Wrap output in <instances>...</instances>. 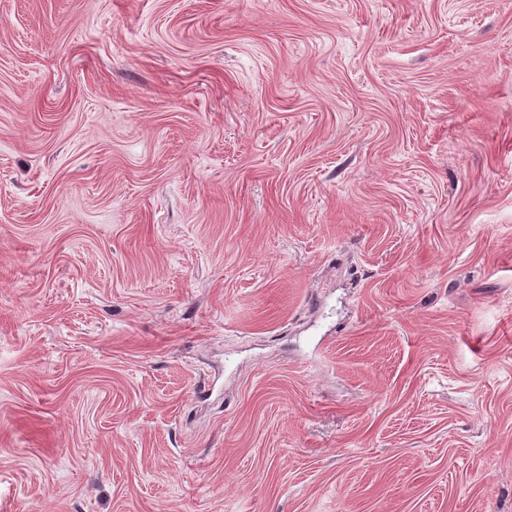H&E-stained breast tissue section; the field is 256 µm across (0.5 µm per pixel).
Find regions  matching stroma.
Returning <instances> with one entry per match:
<instances>
[{"label": "stroma", "instance_id": "obj_1", "mask_svg": "<svg viewBox=\"0 0 512 512\" xmlns=\"http://www.w3.org/2000/svg\"><path fill=\"white\" fill-rule=\"evenodd\" d=\"M0 512H512V0H0Z\"/></svg>", "mask_w": 512, "mask_h": 512}]
</instances>
